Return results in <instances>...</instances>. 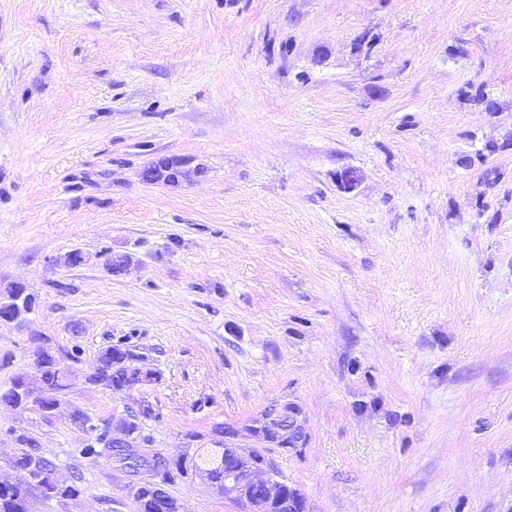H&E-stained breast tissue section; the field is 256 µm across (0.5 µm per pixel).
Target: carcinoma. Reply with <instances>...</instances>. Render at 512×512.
Wrapping results in <instances>:
<instances>
[{
    "instance_id": "cac0c4a2",
    "label": "carcinoma",
    "mask_w": 512,
    "mask_h": 512,
    "mask_svg": "<svg viewBox=\"0 0 512 512\" xmlns=\"http://www.w3.org/2000/svg\"><path fill=\"white\" fill-rule=\"evenodd\" d=\"M150 182H168L175 177L185 178L188 171L184 169V161L179 158H160L144 171ZM81 350L74 346L61 359L43 349L40 353V377L38 382L27 381L18 374L14 376L8 386L0 389V403L15 408L46 413L50 406L57 401L54 394L67 387L66 380L70 375L69 363L79 361ZM134 357L133 351L122 343L113 344L99 354L98 365L93 374L88 377L91 383H104L116 391H123L137 381L138 370L129 363ZM155 417L154 409L141 414L128 424L129 431L134 437L148 443L150 437L144 434V421ZM71 421L79 425H88L89 430L96 432L94 441L78 449V453L92 461L96 460L106 451L112 450L108 439L112 422L104 424L103 428L90 423V419L78 408L71 414ZM38 441L27 434L15 440L13 448V466L20 472L16 482L5 488H0V512H24L23 502L33 490V480L29 478L32 465L39 460ZM154 468L164 470L170 476L176 474L181 478H189V471L202 469L209 472L210 477L220 482L224 480V467L212 462L211 456L200 454L195 456L190 466L170 467L163 462V457H157ZM139 512H180L181 503L172 496L163 486L146 482L137 493Z\"/></svg>"
}]
</instances>
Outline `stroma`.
<instances>
[{"label":"stroma","mask_w":512,"mask_h":512,"mask_svg":"<svg viewBox=\"0 0 512 512\" xmlns=\"http://www.w3.org/2000/svg\"><path fill=\"white\" fill-rule=\"evenodd\" d=\"M163 157L189 177L143 181ZM13 282L37 302L0 324L1 388L77 345L63 402L149 399V453L285 396L309 441L268 456L308 512H512V0H0ZM120 340L159 382L88 383ZM16 431L83 487L35 512H137L143 479L239 510L2 405L0 477Z\"/></svg>","instance_id":"35a3bbf8"}]
</instances>
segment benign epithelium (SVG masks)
Segmentation results:
<instances>
[{
	"mask_svg": "<svg viewBox=\"0 0 512 512\" xmlns=\"http://www.w3.org/2000/svg\"><path fill=\"white\" fill-rule=\"evenodd\" d=\"M146 404V400H139L124 413L112 417V429L121 432V436L112 437V448L123 457L145 459L140 452L141 442L128 433L124 420ZM307 441L303 409L298 403L286 399L270 402L258 415L241 425L224 424V447L230 449L232 455L228 460L217 458L224 462V484L214 485L212 489L224 499L237 503L241 512H268L271 506L278 512H305L306 502L297 488L277 479L266 465L259 469L253 467L251 459L267 448L289 452L303 447ZM36 483L63 489L70 481L59 477L51 468L41 471Z\"/></svg>",
	"mask_w": 512,
	"mask_h": 512,
	"instance_id": "7a95c632",
	"label": "benign epithelium"
}]
</instances>
